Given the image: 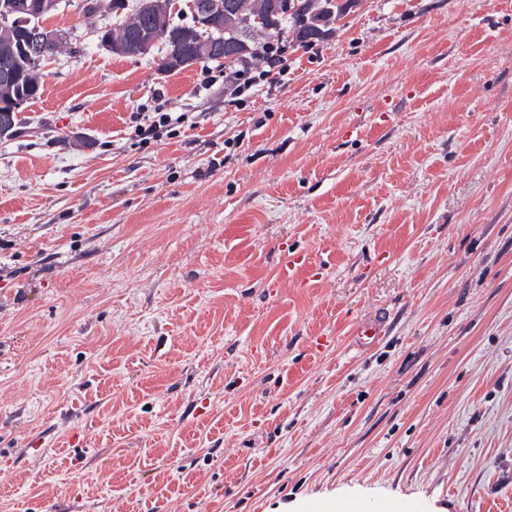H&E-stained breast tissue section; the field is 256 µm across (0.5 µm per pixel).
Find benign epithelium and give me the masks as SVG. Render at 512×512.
Returning a JSON list of instances; mask_svg holds the SVG:
<instances>
[{
    "label": "benign epithelium",
    "instance_id": "7a95c632",
    "mask_svg": "<svg viewBox=\"0 0 512 512\" xmlns=\"http://www.w3.org/2000/svg\"><path fill=\"white\" fill-rule=\"evenodd\" d=\"M61 0H0V138L14 133L13 112L25 103L23 97H14L20 62L30 67L28 74L36 75L43 61L55 56L62 38L50 34L42 27L43 17L58 10ZM246 8L254 13L258 22L271 13L269 0H197L194 7L195 30L171 38L172 49L167 53L162 71H176L195 64L198 55L224 59V39L208 42L197 30L224 34V17ZM168 0H138L124 25L130 31L125 40L105 38L100 44L117 53L144 56L159 40L168 19Z\"/></svg>",
    "mask_w": 512,
    "mask_h": 512
}]
</instances>
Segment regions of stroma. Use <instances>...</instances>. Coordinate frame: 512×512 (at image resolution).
Listing matches in <instances>:
<instances>
[{
    "mask_svg": "<svg viewBox=\"0 0 512 512\" xmlns=\"http://www.w3.org/2000/svg\"><path fill=\"white\" fill-rule=\"evenodd\" d=\"M123 20L62 0L0 139V512H512V0H351L239 97ZM165 106L158 103L153 112H134L136 125L134 137L140 144H150L157 141L164 131H176V127L185 123L184 113L165 112ZM385 334V321L380 316L365 319L356 324L352 335L355 346L360 350H367L375 346Z\"/></svg>",
    "mask_w": 512,
    "mask_h": 512,
    "instance_id": "1",
    "label": "stroma"
}]
</instances>
